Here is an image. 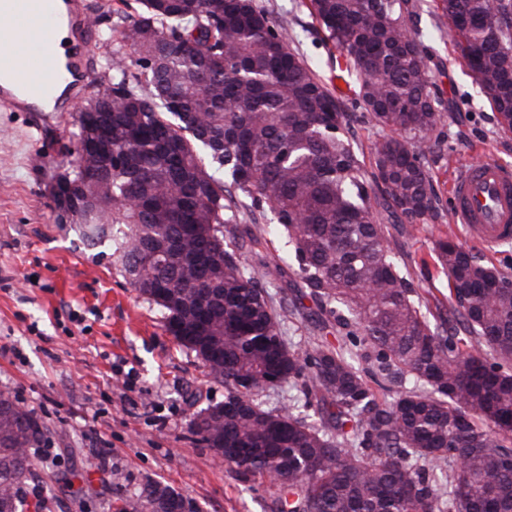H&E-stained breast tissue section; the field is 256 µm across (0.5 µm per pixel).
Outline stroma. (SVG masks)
Masks as SVG:
<instances>
[{
  "label": "stroma",
  "instance_id": "stroma-1",
  "mask_svg": "<svg viewBox=\"0 0 512 512\" xmlns=\"http://www.w3.org/2000/svg\"><path fill=\"white\" fill-rule=\"evenodd\" d=\"M286 30L349 115L343 129L364 168L386 131L358 99L346 59L327 45L309 0H257ZM413 30L424 36V61L444 120L428 168L438 216L426 224H388L391 246L414 287L447 302L448 279L434 242L465 240L452 207L458 168L488 159L512 167V133L481 94L448 36L435 0H415ZM76 106L61 112H16L0 105V391L10 393L46 428L34 456L38 489L51 512H108L152 479L192 498L201 512H271L275 485L244 480L217 464L190 430L194 413L224 399L194 354L164 329L161 310L129 286L110 253L86 247L60 220L50 185L63 172L78 131ZM251 263L275 305L293 300V272L267 275L285 257L268 236Z\"/></svg>",
  "mask_w": 512,
  "mask_h": 512
}]
</instances>
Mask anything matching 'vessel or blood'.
<instances>
[{
    "mask_svg": "<svg viewBox=\"0 0 512 512\" xmlns=\"http://www.w3.org/2000/svg\"><path fill=\"white\" fill-rule=\"evenodd\" d=\"M0 102L40 112L61 86L84 91L91 24L83 0H0ZM453 212L469 239L490 249L512 239V169L493 162L457 171Z\"/></svg>",
    "mask_w": 512,
    "mask_h": 512,
    "instance_id": "vessel-or-blood-1",
    "label": "vessel or blood"
}]
</instances>
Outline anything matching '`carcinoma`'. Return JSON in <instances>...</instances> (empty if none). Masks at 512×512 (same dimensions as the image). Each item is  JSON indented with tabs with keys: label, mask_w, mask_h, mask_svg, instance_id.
<instances>
[{
	"label": "carcinoma",
	"mask_w": 512,
	"mask_h": 512,
	"mask_svg": "<svg viewBox=\"0 0 512 512\" xmlns=\"http://www.w3.org/2000/svg\"><path fill=\"white\" fill-rule=\"evenodd\" d=\"M101 33L110 86L88 99L70 183L91 247L109 246L130 286L187 332L224 400L193 431L225 468L278 487L274 512H512V286L473 249L435 245L448 312L464 337L432 327L390 248L369 193L401 224L435 218L424 165L443 123L410 0H310L360 79L358 97L389 135L372 181L343 136L347 113L255 0H135ZM448 36L512 132V16L489 0H439ZM112 141V162L87 150ZM272 215L318 326L348 330L352 352L288 345L237 225ZM380 389L397 388L390 399ZM299 390L303 407L264 393ZM43 425L0 392V512H27L31 449ZM121 512H199L147 480Z\"/></svg>",
	"instance_id": "carcinoma-1"
}]
</instances>
